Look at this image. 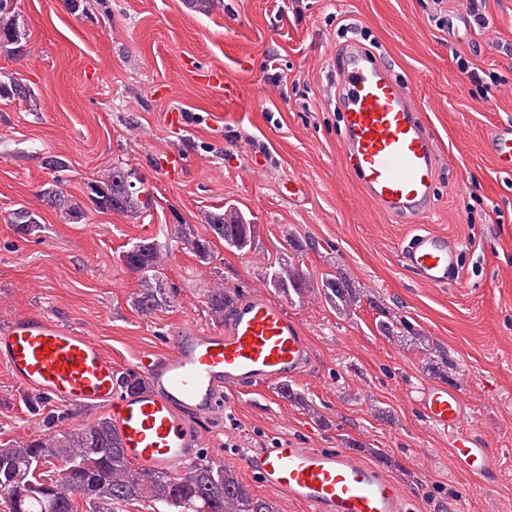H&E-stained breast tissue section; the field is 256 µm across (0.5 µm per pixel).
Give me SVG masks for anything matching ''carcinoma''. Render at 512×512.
Masks as SVG:
<instances>
[{"label":"carcinoma","instance_id":"cac0c4a2","mask_svg":"<svg viewBox=\"0 0 512 512\" xmlns=\"http://www.w3.org/2000/svg\"><path fill=\"white\" fill-rule=\"evenodd\" d=\"M29 34L20 14L0 5V42H10L22 49ZM22 100L30 111L37 110L34 91L16 77L0 78V100ZM56 178L41 193L42 201L66 223L85 219L80 201L59 187ZM88 201L97 211H117L133 217L146 212L152 204L150 193L134 169L115 166L94 183L88 184ZM9 222L17 233L31 235L39 230V222L27 208L15 209ZM206 233L194 224L177 225L176 234L198 261L207 264L211 258L212 239L245 253L254 248L255 225L234 206L204 216ZM161 250L158 243L141 240L124 251L121 261L138 276L132 305L142 314H152L170 306L173 289L160 280ZM268 286L290 299L304 298L312 289L303 272L282 261L269 267ZM319 294L334 310L348 312L364 297L361 289L339 272L323 279ZM237 300V291L217 287L208 290L207 307L211 317L222 321L224 311ZM378 332L388 339L413 346L427 356L428 369L447 373L448 358L433 352L427 337L421 335L401 317L388 315L376 324ZM120 387L136 391L146 387L144 377L128 370L120 376ZM0 463L8 465L10 476L0 477V506L4 512H78L77 496L84 495L85 512H116L117 506L130 501H147L155 512H279L276 505L253 493L237 471L216 464L204 455L179 467L172 473H145L127 458L121 439L111 419L100 417L92 424L58 433L37 434L0 445ZM26 486L30 494L15 499V487Z\"/></svg>","mask_w":512,"mask_h":512}]
</instances>
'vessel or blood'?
<instances>
[{"mask_svg": "<svg viewBox=\"0 0 512 512\" xmlns=\"http://www.w3.org/2000/svg\"><path fill=\"white\" fill-rule=\"evenodd\" d=\"M341 67L332 68L341 112L343 159L383 213L414 225L398 246L402 265L422 284L443 288L459 277V246L423 220L434 207L437 141L394 63L349 42ZM497 166L512 171V125L490 134ZM312 350L299 324L280 304L253 294L222 329L183 330L171 352L139 358L147 386L123 393L112 360L91 337L40 312L0 327V362L30 392L60 404L105 407L127 457L148 472H173L203 444L199 427L182 410L211 419L241 388L274 386L300 378ZM461 389L427 385L418 404L440 428L463 420ZM451 456L475 484L493 477L494 457L475 436L457 435ZM246 463L263 486L308 512H412L409 497L378 464L346 448H307L294 438H273Z\"/></svg>", "mask_w": 512, "mask_h": 512, "instance_id": "b4317fda", "label": "vessel or blood"}]
</instances>
